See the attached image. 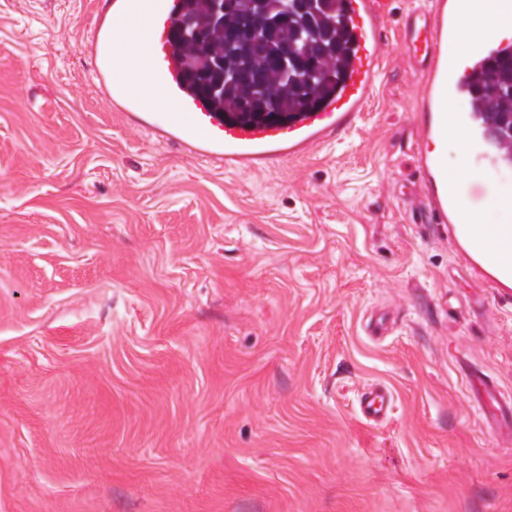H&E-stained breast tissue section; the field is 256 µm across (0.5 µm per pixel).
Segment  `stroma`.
Segmentation results:
<instances>
[{
    "label": "stroma",
    "mask_w": 512,
    "mask_h": 512,
    "mask_svg": "<svg viewBox=\"0 0 512 512\" xmlns=\"http://www.w3.org/2000/svg\"><path fill=\"white\" fill-rule=\"evenodd\" d=\"M436 6L394 0L355 131L242 173L100 98L92 0H0V512H512V419L468 386L512 400V289L416 192L399 33ZM425 148L512 224V170ZM390 403L391 393L386 386H371L359 400V412L369 422H384L390 415Z\"/></svg>",
    "instance_id": "35a3bbf8"
}]
</instances>
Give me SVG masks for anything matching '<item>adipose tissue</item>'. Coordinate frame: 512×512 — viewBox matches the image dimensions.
<instances>
[{
	"instance_id": "adipose-tissue-1",
	"label": "adipose tissue",
	"mask_w": 512,
	"mask_h": 512,
	"mask_svg": "<svg viewBox=\"0 0 512 512\" xmlns=\"http://www.w3.org/2000/svg\"><path fill=\"white\" fill-rule=\"evenodd\" d=\"M457 238L490 275L512 288V224H463Z\"/></svg>"
}]
</instances>
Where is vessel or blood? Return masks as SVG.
Returning a JSON list of instances; mask_svg holds the SVG:
<instances>
[{
	"instance_id": "1",
	"label": "vessel or blood",
	"mask_w": 512,
	"mask_h": 512,
	"mask_svg": "<svg viewBox=\"0 0 512 512\" xmlns=\"http://www.w3.org/2000/svg\"><path fill=\"white\" fill-rule=\"evenodd\" d=\"M392 0H347L352 25L347 78L336 95L319 110L289 122L245 124L210 111L182 79L179 51L169 38L180 0H106L83 41V50L94 64L99 91L110 100L114 112L127 123L150 129L161 139L202 159L215 168L259 172L270 164L308 154L314 147L336 140L358 121L376 86L381 59L380 32ZM481 0H439L435 14H409L402 23V48L410 64L426 77L431 93L425 103L433 110L430 123L419 126L423 141L457 132L465 134V148L479 164H496L491 143L472 132L467 117L447 113L445 106L462 94L456 49L468 43L471 58H479L491 45L488 37L469 36L460 22L477 10ZM139 21L144 59L142 82L114 83L112 76L125 69L128 59L121 47L128 42L126 20ZM157 102H175L173 112H156L145 103V90ZM425 174L421 191L429 196L442 224H471L474 215L458 204V178L435 167L423 157ZM391 393L376 385L359 400L361 416L370 422L386 421Z\"/></svg>"
}]
</instances>
